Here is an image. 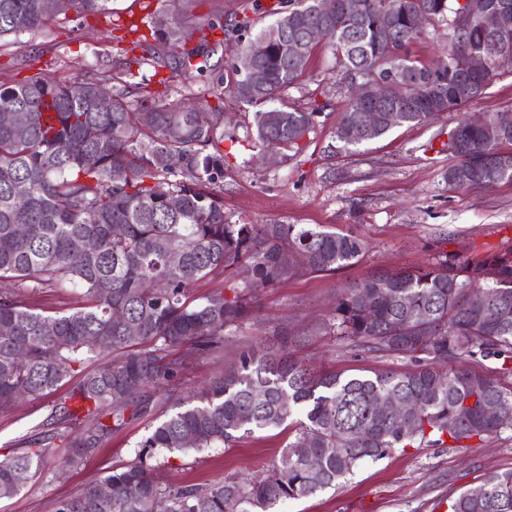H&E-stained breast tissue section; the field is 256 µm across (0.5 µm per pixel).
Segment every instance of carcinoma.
Returning <instances> with one entry per match:
<instances>
[{
    "instance_id": "carcinoma-1",
    "label": "carcinoma",
    "mask_w": 512,
    "mask_h": 512,
    "mask_svg": "<svg viewBox=\"0 0 512 512\" xmlns=\"http://www.w3.org/2000/svg\"><path fill=\"white\" fill-rule=\"evenodd\" d=\"M39 0H0V40L52 20ZM111 0H62L57 14H103ZM195 0H172L174 13L165 30L150 27L131 42L155 70L167 68L186 79L211 68L221 40L211 21L187 26L180 15ZM279 13L274 25L285 34L259 62L265 80L251 93L232 85L236 98L261 105L253 115L252 147L302 149L317 109L274 102L306 75L317 44L304 58L293 57V42L310 27H322L349 79V103L336 126L347 145L357 111H395V127L424 124L436 112L459 108L480 96L492 80L512 73L493 67L481 75L464 68L472 49L512 55V37L496 40L469 25L459 0H358L350 15L339 7L327 20L312 13L307 0ZM444 23L451 30L445 58L425 65L412 55L422 33L413 23ZM160 40L161 49L146 44ZM409 84L400 100H376L355 93L387 72ZM80 86L75 96L71 88ZM103 80L76 83L39 72L10 86L0 84V410L18 400L50 395L71 383L67 400L52 406L42 430L23 448L0 460V500L19 495L45 471L47 449L58 441L69 448L66 464L77 468L112 433L148 413L157 391L175 383L196 352L224 345V333L256 318L254 292L300 273L333 274L355 265L366 242L358 235L296 224H234L224 215V174L219 131L221 113L204 102L166 104L149 95L135 109L117 93L111 109L99 112L93 101ZM13 109L28 111L23 135L12 127ZM459 149L448 153V187L485 189L512 182V115L474 116L452 131ZM125 171L112 180V171ZM176 198L179 205L169 206ZM123 226L120 237L112 234ZM178 253L173 265L169 256ZM248 280L228 298L222 291L193 296L191 287L209 276L235 273ZM380 270L348 284L319 325L337 332L358 351L408 358L409 371L373 375L314 372L293 354L273 346L251 348L201 389L197 403L182 405L137 443L136 460L109 471L56 512H273L281 502L311 496L336 486L366 460L392 451L470 448L471 441L512 431V386L476 373L466 358L479 355L501 362L512 374V248L475 262L443 254L436 262L394 272ZM71 283L83 305L54 315L35 311L22 296ZM491 298L470 305L469 293ZM46 325L53 334L43 332ZM23 350L27 362L15 355ZM112 359H107V356ZM98 367L76 375L87 360ZM387 397L413 398L407 426L376 407ZM498 403L501 418L487 417L482 406ZM299 414L292 439L265 471L253 477H227L208 486L172 487L160 481L157 453L186 455L203 448H231L257 431L277 428ZM318 461L313 467L309 460ZM492 495L475 498L463 491L451 512H512V470L490 474ZM109 488L102 496L101 489Z\"/></svg>"
}]
</instances>
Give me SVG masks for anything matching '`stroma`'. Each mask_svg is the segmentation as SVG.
Returning <instances> with one entry per match:
<instances>
[{"label":"stroma","instance_id":"stroma-1","mask_svg":"<svg viewBox=\"0 0 512 512\" xmlns=\"http://www.w3.org/2000/svg\"><path fill=\"white\" fill-rule=\"evenodd\" d=\"M109 16H58L49 26L0 41V84H12L40 71L70 79L112 76L114 90L130 104L154 91L178 104L203 97L220 104L228 139L223 143L224 212L239 224L322 225L362 236L368 249L354 266L334 274L300 275L256 293L258 321L225 337L221 349L194 356L174 399L133 421L82 465L62 464L63 446L51 449L44 473L28 482L16 498L0 501V512H55L63 497L78 494L107 471L134 461L136 444L149 426L172 413L177 399L194 395L203 382L223 374L240 353L262 344L285 342L293 355L316 371L369 375L387 369L409 370L410 360L349 349L343 340L318 332L348 283L379 269L397 271L452 253L475 260L512 246V183L489 189L454 190L444 181L447 154L441 147L465 115L512 113V74L495 78L484 93L460 110L442 113L423 125H404L386 135L348 145L335 135L348 103L344 70L332 48L319 43L304 80L280 95L282 103L318 107L315 127L302 151L265 165L248 145L253 106L240 102L231 84V62L248 43L236 25L250 18L269 26L281 0H198L185 15L223 23L224 45L212 61L213 73L185 80L169 70L141 66L135 83L123 82L131 39L127 29L145 19L170 17L171 0H112ZM166 78L159 87L158 78ZM67 388L49 397L23 400L0 411V459L39 432L53 404ZM288 429L255 432L231 448H205L172 455L160 476L172 486L209 485L227 477L265 470L288 440ZM512 469V432L467 449L408 448L364 462L353 475L319 494L284 502L277 512H434L437 502L479 487L496 471Z\"/></svg>","mask_w":512,"mask_h":512}]
</instances>
